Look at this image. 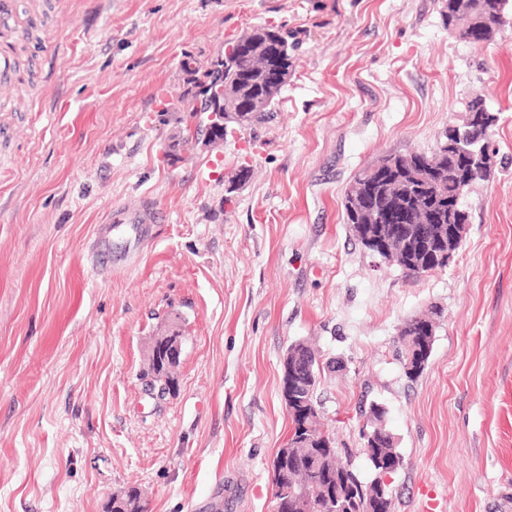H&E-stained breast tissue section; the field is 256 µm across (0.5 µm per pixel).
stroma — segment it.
Masks as SVG:
<instances>
[{
    "mask_svg": "<svg viewBox=\"0 0 512 512\" xmlns=\"http://www.w3.org/2000/svg\"><path fill=\"white\" fill-rule=\"evenodd\" d=\"M442 0H43L0 85V512H273L289 433V345L323 365L317 398L362 478L361 410L387 409L404 465L393 512H512V27L476 46ZM294 42L271 119L224 142L168 147L189 117L185 56L250 28ZM484 97L499 120L464 242L415 278L345 222L362 170L432 152ZM141 212L124 268L89 261L98 225ZM441 314L422 375L403 323ZM185 338L177 391L142 371L163 315ZM420 318H412L406 322L405 327L397 336L398 356L402 359L406 378L416 380L425 370L431 353L419 340L417 329ZM112 512H146V506L137 488H129L118 499L112 500Z\"/></svg>",
    "mask_w": 512,
    "mask_h": 512,
    "instance_id": "1",
    "label": "stroma"
}]
</instances>
